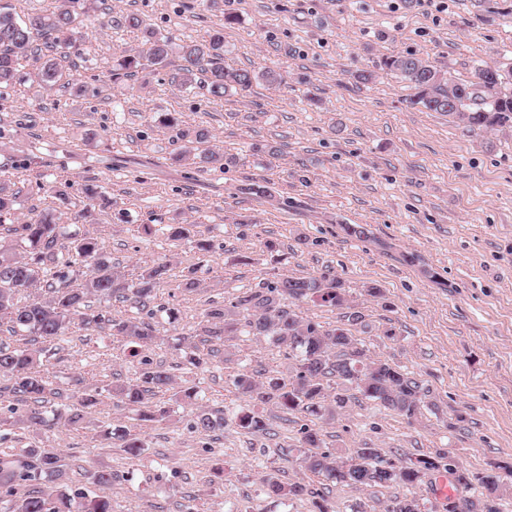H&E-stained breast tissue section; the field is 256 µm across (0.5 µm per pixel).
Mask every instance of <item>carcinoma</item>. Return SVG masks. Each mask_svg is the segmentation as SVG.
Here are the masks:
<instances>
[{
  "mask_svg": "<svg viewBox=\"0 0 512 512\" xmlns=\"http://www.w3.org/2000/svg\"><path fill=\"white\" fill-rule=\"evenodd\" d=\"M84 0H60L55 10L36 13L25 20L0 6V90L12 87L19 78L23 61L41 60L35 77L46 88L72 85L61 62L81 39ZM116 25L141 31L143 48L125 54L108 71V80L119 84L135 73L153 72L171 64L172 37L144 24L135 14L121 15ZM380 67L400 76L414 88L412 104L430 112L442 113L461 123L476 135H494L512 129V64L482 63L467 81L455 80L448 71L414 55H391ZM269 85L277 82L271 72L255 73L246 69L224 67V30L217 29L204 43L184 44L179 49L171 83L184 88L203 86L222 99L231 91L246 90L255 81ZM190 143L181 158L203 168H225L236 164V157L208 147L212 135L206 128L181 132ZM20 191L9 179H0V226L10 221L7 231L11 244H0V324L10 336H21L25 343L12 346L0 340V376L11 382L9 391L35 406L26 422L43 426L46 419L37 406L57 402L54 421L75 425L84 420L88 410L98 403L99 391H80L68 396L58 391L40 369L45 348L34 345L60 340L75 321L111 331V336L136 345L131 356L159 339L156 311L151 304L157 289L169 277V265L157 263L142 268L134 279L114 270L112 260L90 234H67L50 212H41L21 224L13 223ZM168 239L193 244L198 253L213 250L206 239H191L190 230L173 224ZM42 295L24 303L18 295L29 290ZM111 304L130 301L145 317L114 316L101 309L87 314L91 301ZM312 301L334 308H347L348 327L330 328L305 319L296 311V303ZM363 325V315L354 310L342 282L327 276L293 277L286 274L261 282L224 303L208 308L194 337H184L173 345L188 355V362L200 368L216 357L224 340L245 333L259 341L282 348L296 361L295 373L284 378L258 376L242 371L232 378V385L253 405L273 404L284 411H297L321 418L334 417L346 408L348 392L357 391L364 399L409 420L428 405L427 390L407 370L370 355L369 348L356 339L353 329ZM138 381L112 386L118 402L150 421H160L169 409L154 402L159 394L173 392V397L196 408L192 429L201 434L224 426V418L215 417L199 402L193 387H175L174 376L161 365L141 361ZM240 427L262 433L267 423L258 411L234 414ZM306 451L302 466L326 480L354 487L402 485L410 490L428 475L448 471V456L440 451L395 463L384 458L382 450L364 446L355 457L337 462L322 450L320 430L302 427ZM453 485L467 495L450 498L448 512H500L498 501L512 479V466L495 464L477 473L458 468L451 471ZM66 473L56 452L24 448L18 454L0 457V487L13 494L8 512H112V499L104 494L90 495L82 489L70 490ZM25 484L28 492L15 495V486ZM269 494L299 498L312 494L308 486L296 482L284 486L266 478ZM385 512H422L418 500L409 495L395 498Z\"/></svg>",
  "mask_w": 512,
  "mask_h": 512,
  "instance_id": "obj_1",
  "label": "carcinoma"
}]
</instances>
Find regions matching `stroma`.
<instances>
[{
	"mask_svg": "<svg viewBox=\"0 0 512 512\" xmlns=\"http://www.w3.org/2000/svg\"><path fill=\"white\" fill-rule=\"evenodd\" d=\"M71 75L82 94L47 91L27 76L0 95V177L20 188L19 216L52 211L64 231H90L122 274L170 262L155 303L177 309L175 330L145 355L177 382L195 387L224 428L194 432L196 410L173 405L169 420L145 422L118 404L113 381L136 382L141 366L128 344L106 332L73 326L53 345L43 369L54 387L101 390L82 424L20 421L25 403L0 396V455L36 445L55 449L73 489L92 486L95 471L112 472L106 488L113 512H314L309 496L268 495L264 480L301 482L336 512H383L405 487L356 489L301 468L300 428L315 423L328 451L347 460L369 444L393 461L448 452L473 472L512 464V132L492 146L447 116L412 107L413 88L380 70L383 57L412 54L466 80L477 64L512 62V16L488 18L484 0H87ZM134 13L174 44L224 31V64L282 81L217 100L179 89L171 68L138 73L102 87L98 77L142 42L140 31L114 28ZM234 15L226 24L225 15ZM375 77L360 80V73ZM172 112L183 125L208 129L220 151L235 155L226 170H199L179 155L177 129L157 121ZM98 136L89 141L87 129ZM278 147V157L263 153ZM68 183L67 201L52 189ZM268 186V200L247 192ZM110 200L91 207L85 188ZM172 224L213 241L203 255L167 238ZM358 224L367 237L347 235ZM151 234H144V226ZM276 252H267L265 242ZM198 266L204 289L180 288ZM343 281L366 328L357 337L374 358L413 373L429 391L430 408L410 421L362 396L335 420L312 421L272 405L261 412L266 434L239 427L250 409L231 377L244 369L285 377L293 360L268 343L234 336L205 368L173 349L197 328L210 304L255 287L272 274ZM382 288L383 298L365 295ZM461 421H453V414ZM115 428L139 434V456Z\"/></svg>",
	"mask_w": 512,
	"mask_h": 512,
	"instance_id": "obj_1",
	"label": "stroma"
}]
</instances>
